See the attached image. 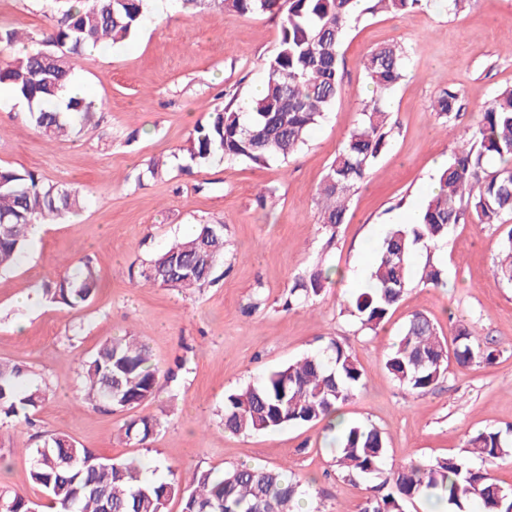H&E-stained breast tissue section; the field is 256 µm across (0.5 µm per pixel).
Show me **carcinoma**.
I'll use <instances>...</instances> for the list:
<instances>
[{"instance_id":"cac0c4a2","label":"carcinoma","mask_w":512,"mask_h":512,"mask_svg":"<svg viewBox=\"0 0 512 512\" xmlns=\"http://www.w3.org/2000/svg\"><path fill=\"white\" fill-rule=\"evenodd\" d=\"M153 0H78L53 17L39 41L25 53L0 62V87L7 86L31 106L34 127L51 142L61 140L76 123L91 121L95 103L65 98L72 83L73 59L90 47L112 46L132 38L148 19ZM428 0H176L181 10L218 7L241 15L273 13L281 18L279 47L264 63L263 93L252 99L251 111L229 103L197 124L188 149L191 165L215 157L256 166L286 162L301 151L311 129L343 90L341 46L352 23L364 15L406 14ZM410 50L404 45L375 49L362 62L372 87L361 119L336 152L317 190L319 223L331 234L345 223L347 203L379 157L390 147L396 121L387 110V94L406 76ZM459 94L454 85L432 104L448 123L457 116ZM438 190L422 206L415 222L391 226L370 271V284L349 295L344 310L362 328L377 330L397 305L414 276L410 256L420 244L436 246L449 229L472 218L480 224L512 219V88L499 91L484 109L482 120L437 174ZM79 192L44 183L30 171L0 167V273L13 269L31 241L36 224H53L82 208ZM503 256L493 272L512 283V232L503 241ZM224 257V225L198 224L172 242L139 272L153 285L200 288L211 280ZM329 271L316 267L296 279L288 306L317 296ZM98 289L90 266L66 275L43 295L53 303L77 307ZM453 351L425 314L410 316L385 364L394 380L412 394L435 388L448 371V358L460 366L491 362L495 349L481 344L464 324L455 326ZM84 403L106 411L135 408L149 399L159 383V370L149 347L134 336L104 341L79 365ZM362 386L355 357L332 339L324 354L307 355L274 370L224 400V430L233 434L274 431L290 425L326 422L332 433L336 462L349 475L378 478L374 496L363 512H403V505L426 496L463 510L476 502L481 512H512V494L491 480L486 470L467 465L473 455L493 463L512 456V442L498 431L468 434L462 455L428 463L412 461L385 468L382 432L372 425L329 421L331 414ZM48 398L43 378L24 362L0 360V415L30 422ZM160 423L142 416L125 423L124 438L147 444ZM30 472L48 494L55 512H165L178 496L182 512H296L303 496L301 481L284 469L240 465L218 475L193 471L184 485L141 477L137 461L104 460L63 435H54L32 449ZM36 509L21 492L0 495V512Z\"/></svg>"}]
</instances>
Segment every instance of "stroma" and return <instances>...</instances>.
I'll return each instance as SVG.
<instances>
[{"label":"stroma","instance_id":"obj_1","mask_svg":"<svg viewBox=\"0 0 512 512\" xmlns=\"http://www.w3.org/2000/svg\"><path fill=\"white\" fill-rule=\"evenodd\" d=\"M49 25L47 0H0V29L38 38ZM279 38L276 17L177 13L155 0L130 40L76 59L74 79L98 105L92 124L51 144L32 125L26 101L0 99V166L84 197L77 214L43 225L19 264L0 274V359L29 364L50 390L32 426L0 421V443L11 445L0 454V493L23 492L49 512L47 494L30 480L29 450L66 435L98 456L139 461L158 477L195 468L220 474L242 463L287 467L307 490L306 512H361L373 481L338 469L323 423L232 435L222 421L228 394L332 339L349 348L363 374L340 413L381 430L388 463L457 455L466 434L512 429V284L492 273L503 226L470 220L453 226L437 249L417 247L414 270L437 258L444 284L412 280L377 330L361 329L343 309L375 262L364 243H382L401 212L423 203L458 135L479 124L498 90L512 87V0H473L457 15L430 0L409 14L362 17L342 49L343 91L288 162L215 159L187 170L171 162L209 112L255 96ZM392 43L411 49L407 75L388 97L392 146L331 235L318 222L315 194L371 95L364 57ZM450 84L461 115L447 128L431 103ZM159 158L167 173L145 178ZM198 224L223 225L228 240L212 283L182 290L141 282V267ZM318 265L331 271L320 294L284 310L295 279ZM86 266L99 284L87 304L70 309L42 297L45 285ZM20 293L25 303L16 302ZM415 312L448 340L463 322L497 349L496 360L450 364L435 389L409 393L388 373L385 353ZM118 335L140 337L166 376L133 409H88L77 366ZM138 416L160 422L145 446L121 434Z\"/></svg>","mask_w":512,"mask_h":512}]
</instances>
